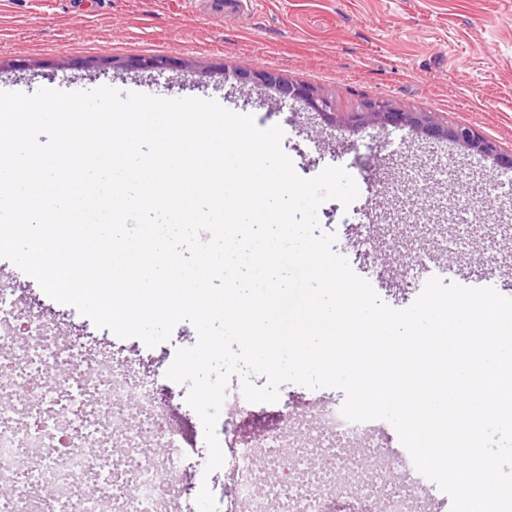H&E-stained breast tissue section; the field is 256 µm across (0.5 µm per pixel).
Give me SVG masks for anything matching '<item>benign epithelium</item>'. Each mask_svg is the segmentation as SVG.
I'll return each instance as SVG.
<instances>
[{
	"label": "benign epithelium",
	"mask_w": 512,
	"mask_h": 512,
	"mask_svg": "<svg viewBox=\"0 0 512 512\" xmlns=\"http://www.w3.org/2000/svg\"><path fill=\"white\" fill-rule=\"evenodd\" d=\"M253 79L261 86L274 90L279 97L298 101L312 112L328 118L335 114L333 101L308 85L292 82L274 71L255 73ZM373 121L407 126L420 134L449 140L477 155L492 159L498 168L512 170V149L503 150L497 143L482 137L466 125L438 124L431 121L425 112L404 109L386 101H374L366 107V111L355 116V122L359 125Z\"/></svg>",
	"instance_id": "7a95c632"
}]
</instances>
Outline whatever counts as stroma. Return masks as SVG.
<instances>
[{"instance_id": "stroma-1", "label": "stroma", "mask_w": 512, "mask_h": 512, "mask_svg": "<svg viewBox=\"0 0 512 512\" xmlns=\"http://www.w3.org/2000/svg\"><path fill=\"white\" fill-rule=\"evenodd\" d=\"M0 90L66 92L110 86L163 99L216 101L280 126L281 147L298 175L345 168L359 195L350 206L323 202L321 231L362 274L365 246L386 267L370 284L389 307L404 310L424 278L457 283L462 273L512 259V178L492 161L408 127L351 123L364 104L383 99L463 124L512 148V0H252L227 16L220 0H0ZM164 56L163 71L115 75L116 59ZM276 71L336 103L327 121L300 103L236 79L239 71ZM72 339L100 357L123 342L131 370L157 364L166 373L181 349L198 342L179 322L169 340L86 334Z\"/></svg>"}]
</instances>
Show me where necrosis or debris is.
I'll use <instances>...</instances> for the list:
<instances>
[{
  "label": "necrosis or debris",
  "instance_id": "4bbe7bcc",
  "mask_svg": "<svg viewBox=\"0 0 512 512\" xmlns=\"http://www.w3.org/2000/svg\"><path fill=\"white\" fill-rule=\"evenodd\" d=\"M23 290L0 275V357L14 356L16 343L27 354L9 373L0 374V475L12 478L15 492L0 497V512H169L163 489L187 483V470L176 430L158 422L186 399L187 385L163 384L158 374H131L119 360H101L77 345L62 344L52 323L38 314H23ZM29 331L13 334L19 315ZM252 408L237 381H229L224 400V512H331L344 500L345 512H410L433 483L411 457L396 456L404 476L395 483L373 451L359 450L361 440L378 431L377 421L351 422L335 398L296 401L288 397L277 427L265 435L241 434L238 423ZM305 422L331 455L298 445L286 457L289 427ZM110 428L126 447L167 449L159 463H143L102 448L86 446L102 428ZM346 471L355 487L338 482ZM51 491L50 500L40 491Z\"/></svg>",
  "mask_w": 512,
  "mask_h": 512
}]
</instances>
